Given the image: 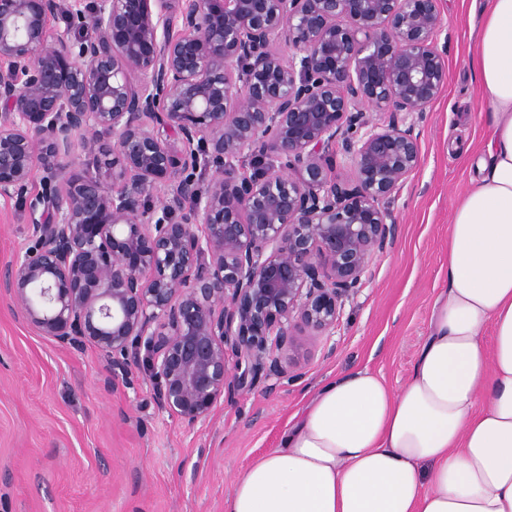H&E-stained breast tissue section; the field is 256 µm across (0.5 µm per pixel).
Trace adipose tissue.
<instances>
[{"mask_svg":"<svg viewBox=\"0 0 512 512\" xmlns=\"http://www.w3.org/2000/svg\"><path fill=\"white\" fill-rule=\"evenodd\" d=\"M465 53L488 135L408 381L325 382L224 512H512V0H486Z\"/></svg>","mask_w":512,"mask_h":512,"instance_id":"ef3b65f1","label":"adipose tissue"}]
</instances>
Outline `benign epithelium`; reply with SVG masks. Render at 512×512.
Returning a JSON list of instances; mask_svg holds the SVG:
<instances>
[{"instance_id": "1", "label": "benign epithelium", "mask_w": 512, "mask_h": 512, "mask_svg": "<svg viewBox=\"0 0 512 512\" xmlns=\"http://www.w3.org/2000/svg\"><path fill=\"white\" fill-rule=\"evenodd\" d=\"M441 31L438 0H0V200L41 174L0 297L187 425L286 376L395 239Z\"/></svg>"}]
</instances>
